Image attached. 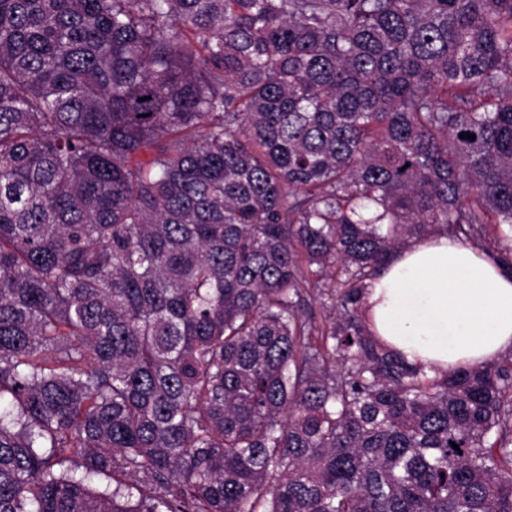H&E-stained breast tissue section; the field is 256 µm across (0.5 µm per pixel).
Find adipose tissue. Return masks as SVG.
<instances>
[{
	"mask_svg": "<svg viewBox=\"0 0 512 512\" xmlns=\"http://www.w3.org/2000/svg\"><path fill=\"white\" fill-rule=\"evenodd\" d=\"M363 306L373 335L430 377L512 351V267L445 235L397 251Z\"/></svg>",
	"mask_w": 512,
	"mask_h": 512,
	"instance_id": "1",
	"label": "adipose tissue"
}]
</instances>
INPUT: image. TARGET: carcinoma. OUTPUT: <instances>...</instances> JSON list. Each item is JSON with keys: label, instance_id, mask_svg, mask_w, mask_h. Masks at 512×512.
I'll return each instance as SVG.
<instances>
[{"label": "carcinoma", "instance_id": "carcinoma-1", "mask_svg": "<svg viewBox=\"0 0 512 512\" xmlns=\"http://www.w3.org/2000/svg\"><path fill=\"white\" fill-rule=\"evenodd\" d=\"M485 224L512 0H0V512H512V354L363 312Z\"/></svg>", "mask_w": 512, "mask_h": 512}]
</instances>
